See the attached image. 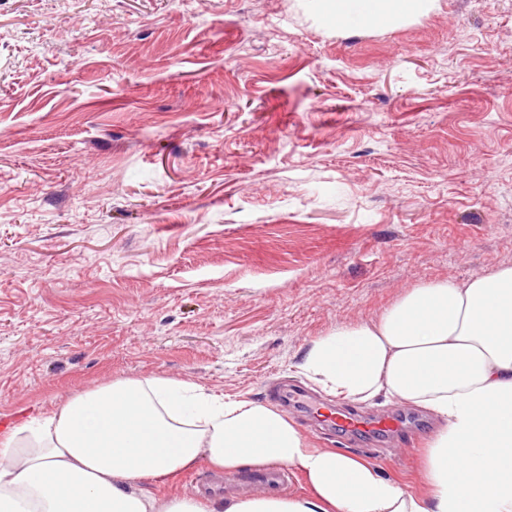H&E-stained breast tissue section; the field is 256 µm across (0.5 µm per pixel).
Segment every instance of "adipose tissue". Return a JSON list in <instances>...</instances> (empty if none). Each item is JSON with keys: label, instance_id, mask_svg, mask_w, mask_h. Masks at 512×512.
I'll return each instance as SVG.
<instances>
[{"label": "adipose tissue", "instance_id": "ef3b65f1", "mask_svg": "<svg viewBox=\"0 0 512 512\" xmlns=\"http://www.w3.org/2000/svg\"><path fill=\"white\" fill-rule=\"evenodd\" d=\"M344 27L423 15L429 0H316ZM296 368L348 403L409 404L438 422L428 494L332 448L274 406L166 376L117 380L0 430V512H512V265L423 282L375 321L313 339ZM207 459L218 471L298 468L306 496L155 497L139 490Z\"/></svg>", "mask_w": 512, "mask_h": 512}]
</instances>
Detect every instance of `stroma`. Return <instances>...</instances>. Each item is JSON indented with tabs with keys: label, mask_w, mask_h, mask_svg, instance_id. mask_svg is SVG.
I'll return each instance as SVG.
<instances>
[{
	"label": "stroma",
	"mask_w": 512,
	"mask_h": 512,
	"mask_svg": "<svg viewBox=\"0 0 512 512\" xmlns=\"http://www.w3.org/2000/svg\"><path fill=\"white\" fill-rule=\"evenodd\" d=\"M512 265V0L346 28L312 0H0V424L168 376L332 404L295 365L406 289ZM318 448L418 493L416 407Z\"/></svg>",
	"instance_id": "obj_1"
}]
</instances>
